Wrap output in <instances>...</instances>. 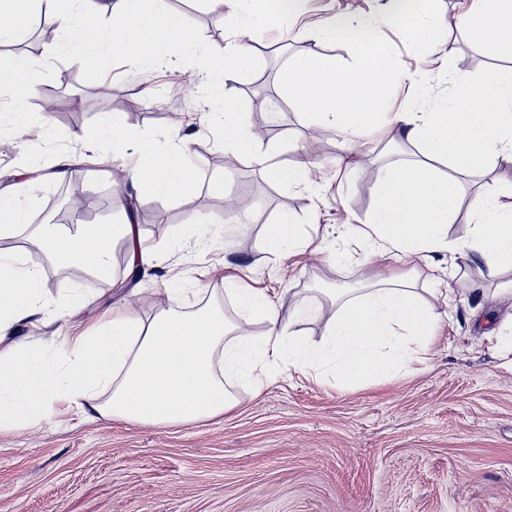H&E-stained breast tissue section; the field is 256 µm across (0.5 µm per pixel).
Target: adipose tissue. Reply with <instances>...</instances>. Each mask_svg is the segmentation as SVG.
Here are the masks:
<instances>
[{
  "mask_svg": "<svg viewBox=\"0 0 512 512\" xmlns=\"http://www.w3.org/2000/svg\"><path fill=\"white\" fill-rule=\"evenodd\" d=\"M237 2L262 24L282 28L298 17L303 0ZM91 16L101 18V25L86 26ZM43 17L56 24L68 55L85 68L100 69L116 52L161 65L176 48L202 64L210 62L166 0H0V41ZM456 25L492 51L512 49V0H473ZM322 34L351 43L358 67L342 72L327 58L309 57L285 71L282 90L316 122L333 124L351 138L387 124L419 147L420 161L383 170L368 223L345 227L362 243L365 256L395 259L409 265L410 274L382 279L365 269V286L335 293L336 311L328 319L314 296L281 315L267 289L245 287L234 276L224 279L226 293L241 310L234 321L206 303L184 310L177 289H160L162 302L153 317L142 319L137 302L126 303L74 337L61 358L50 357L35 341L1 355L0 428L21 429L50 419L60 401L91 418L188 425L234 407L235 385L262 386L285 366L338 384L396 376L448 319L447 292L432 288L420 294L416 268L430 266L433 254L445 251L476 258L494 272L512 271V204L500 200L503 191H512L511 172L499 175L497 189L472 197L466 233L449 234L457 218L454 175L481 174L497 159L512 163V80L490 73L486 92L431 112H385L383 95L395 79L389 46L374 36L368 21L344 14L329 18ZM36 88L27 59L0 62V89L16 102L33 96ZM210 120L224 131L225 152L237 161L264 165L234 98L217 101ZM139 138L109 116L78 136L87 148L115 157ZM438 160L448 164L450 175L436 172ZM126 178L140 197L189 194L196 183L189 157L175 147L153 149L150 162L130 169ZM35 241L51 262H73L92 274L110 269L120 244L128 250L130 265L150 259L130 217L121 224H82L72 231L41 224ZM302 244V227L288 214L267 228L266 250L275 257L293 254ZM40 290L41 275L23 251L0 252V341L34 316ZM321 318L327 321L325 337L315 343L299 327ZM256 319L267 325L263 335L251 332Z\"/></svg>",
  "mask_w": 512,
  "mask_h": 512,
  "instance_id": "obj_1",
  "label": "adipose tissue"
}]
</instances>
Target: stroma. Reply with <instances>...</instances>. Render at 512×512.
<instances>
[{
	"label": "stroma",
	"mask_w": 512,
	"mask_h": 512,
	"mask_svg": "<svg viewBox=\"0 0 512 512\" xmlns=\"http://www.w3.org/2000/svg\"><path fill=\"white\" fill-rule=\"evenodd\" d=\"M386 2L309 0L289 29L251 32L248 42L263 67L212 79L198 75L195 59L185 55L153 67L117 53L105 71L80 67L60 36L46 38L51 24L45 20L0 45V57L23 56L41 73L37 95L23 105L0 94V110L26 115L24 132L0 129V191H13L29 171L50 172L59 155L71 157L63 182L31 185L39 206L27 224L0 238V249H27L29 264L42 271L48 307L39 334L48 354L63 353L68 337L126 301L140 300L141 316L150 318L155 291L171 276L186 288L204 278L228 319L236 315L224 293L228 275L271 289L284 312L314 288L360 287L363 247L340 228L368 222L383 167L415 159L417 149L398 129L378 125L362 147L346 153L341 130L316 124L282 92L284 71L316 55L354 69L353 50L319 33L326 18L345 13L377 17L390 44L398 79L384 95V111H428L490 70L512 77V55L492 54L455 28V16L472 0H425L422 23L448 27L424 60L411 52ZM167 3L183 14L198 46L220 57L235 0L220 11L199 0ZM227 95L239 101L244 124L268 159L266 170L225 153L209 114ZM47 97L57 103L48 115L42 111ZM108 114L151 144L185 145L196 190L140 198L135 218L143 244L164 261L133 273L119 247L110 274L100 278L49 261L32 245L29 227L41 223L60 195L73 199L63 224L124 221L118 202L133 191L118 164L77 139ZM303 163L311 170L308 185L288 187L271 174ZM228 206L245 223L224 222ZM284 212L305 225L311 246L278 259L268 255L265 235ZM186 223L191 229L184 234ZM434 262V269L420 270L419 285L449 282L453 301L411 373L341 387L284 367L261 388L238 389V405L224 415L176 427L97 420L59 405L51 421L0 430V512H512V353L491 334L505 316L494 296L505 276L444 253ZM75 288L87 305L70 306Z\"/></svg>",
	"instance_id": "stroma-1"
}]
</instances>
